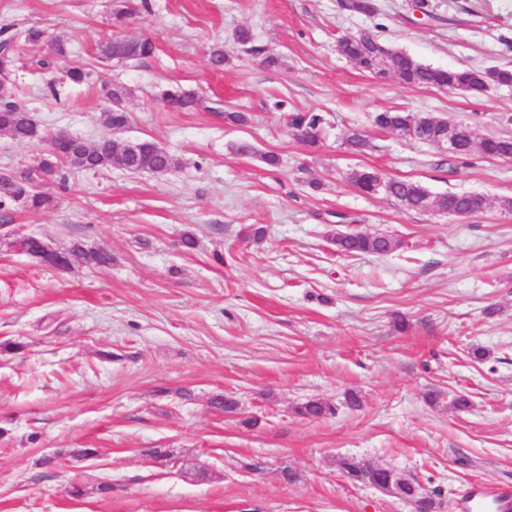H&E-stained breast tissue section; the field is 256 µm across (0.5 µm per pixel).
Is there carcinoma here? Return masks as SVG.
<instances>
[{
  "label": "carcinoma",
  "mask_w": 512,
  "mask_h": 512,
  "mask_svg": "<svg viewBox=\"0 0 512 512\" xmlns=\"http://www.w3.org/2000/svg\"><path fill=\"white\" fill-rule=\"evenodd\" d=\"M344 10L373 17L378 8L375 0H343ZM5 37L0 40V129L18 142H29L40 136L39 130L31 120L29 112L11 101L14 90L6 88L10 81L17 61L19 48L23 44H37L44 41L45 31L36 25L28 28L3 30ZM341 52L354 60L364 71L378 79L389 76L412 87L450 88L460 85L471 87L470 94L479 96L492 88L512 87V68L508 66L477 68H442L422 63L402 51L384 47L377 38H363L353 35L345 38L340 44ZM155 45L148 38L121 39L108 36L99 41L95 54L101 60L146 59L154 53ZM104 96L111 103L108 108V124L111 128L124 127L128 122V114L120 105L124 89L120 87H103ZM166 104L174 111H182L193 106V100L179 91H169L165 97ZM409 117L403 110H386L376 113L374 123L377 127L392 131ZM323 122L322 115L316 112H298L291 116L290 125L295 135L303 142L314 145L317 143V130ZM141 150L131 153L127 145L119 146L112 137L102 136L93 143L82 139L74 140L59 135L49 140L50 150L42 159L38 170L43 177H52L59 173V166L68 164L84 170H110L117 168L126 172L131 170L148 171L164 174L176 166V159L169 152L158 153L155 143L149 139L139 141ZM512 147L511 135L486 136L478 140H466L460 156L462 162L479 154L493 158ZM419 185L412 180H387L386 195L400 202L410 210L419 209ZM24 199L27 207L38 210L51 203V197L38 190L36 177L29 174L0 182V209L6 205ZM486 206L485 198L474 199L468 193L448 192L436 198V208L450 215L466 210L475 214ZM338 252L345 256H357L364 253L384 255L398 246L390 236L368 234L362 231H350L344 238H334ZM29 253L39 257V261L58 268L59 257L42 252L39 239L30 238L26 242ZM85 263L105 267L112 263V255L101 250H84L76 248ZM330 406L319 400H310L298 408V413L307 418H321L327 414ZM343 472L353 481L380 484L392 474L390 469H377L351 458L340 461Z\"/></svg>",
  "instance_id": "carcinoma-1"
}]
</instances>
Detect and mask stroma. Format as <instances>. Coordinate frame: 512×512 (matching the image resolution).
Returning a JSON list of instances; mask_svg holds the SVG:
<instances>
[{
    "label": "stroma",
    "mask_w": 512,
    "mask_h": 512,
    "mask_svg": "<svg viewBox=\"0 0 512 512\" xmlns=\"http://www.w3.org/2000/svg\"><path fill=\"white\" fill-rule=\"evenodd\" d=\"M409 2L376 0L369 18L339 0H0V26L63 38L56 70L90 73L49 94L37 63L50 45L24 47L17 100L40 136L0 133V170L35 168L61 129L150 139L177 161L163 175L67 167L39 184L49 208L0 210V512H414L350 481L345 457L418 477L438 512H455L471 481L512 486V209L501 205L512 161L451 163L372 121L401 109L512 134V89L410 87L336 50L367 32L435 66L512 63V0H431V19ZM242 27L251 46L236 40ZM109 35L150 37L156 52L98 60ZM106 84L126 91L123 129L107 124ZM169 89L198 106L170 111ZM297 111L324 116L318 145L289 128ZM353 130L366 153L348 148ZM242 141L257 156L236 154ZM366 168L487 205L466 217L408 210L362 194L351 175ZM342 215L397 248L338 253ZM250 225L261 239L244 236ZM27 236L112 263L75 256L53 269L13 248ZM219 394L235 412L212 406ZM460 395L467 409L454 408ZM310 400L332 414L300 416ZM285 467L295 482L281 481Z\"/></svg>",
    "instance_id": "stroma-1"
}]
</instances>
